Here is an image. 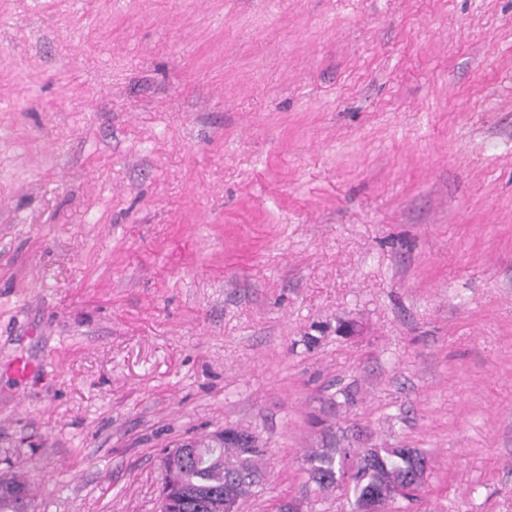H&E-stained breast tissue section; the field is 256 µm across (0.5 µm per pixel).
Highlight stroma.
<instances>
[{
    "mask_svg": "<svg viewBox=\"0 0 512 512\" xmlns=\"http://www.w3.org/2000/svg\"><path fill=\"white\" fill-rule=\"evenodd\" d=\"M228 426L239 512H350L327 432L512 512V0H0V472L157 512ZM197 447L190 441L161 449L162 466L167 476V484L162 485L159 496L158 512H178L181 492L179 491L178 472L181 464L190 454L197 453Z\"/></svg>",
    "mask_w": 512,
    "mask_h": 512,
    "instance_id": "1",
    "label": "stroma"
}]
</instances>
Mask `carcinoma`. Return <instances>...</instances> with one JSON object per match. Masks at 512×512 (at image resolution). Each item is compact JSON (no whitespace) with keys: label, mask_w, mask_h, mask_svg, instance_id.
I'll list each match as a JSON object with an SVG mask.
<instances>
[{"label":"carcinoma","mask_w":512,"mask_h":512,"mask_svg":"<svg viewBox=\"0 0 512 512\" xmlns=\"http://www.w3.org/2000/svg\"><path fill=\"white\" fill-rule=\"evenodd\" d=\"M207 448L198 459L181 470L182 488L192 493V500L179 512H221L224 500L236 503L256 494L264 474L258 460L264 450L256 445L255 436L246 429H234L218 448L212 441L200 440ZM309 479L320 489L339 485L348 478L352 487V512H361L367 500L386 495L392 500H418L426 488L428 460L416 448H366L358 457L349 448L330 440V447L308 456ZM15 488L30 492L25 476L0 475V512H25L26 498L11 494Z\"/></svg>","instance_id":"carcinoma-1"}]
</instances>
